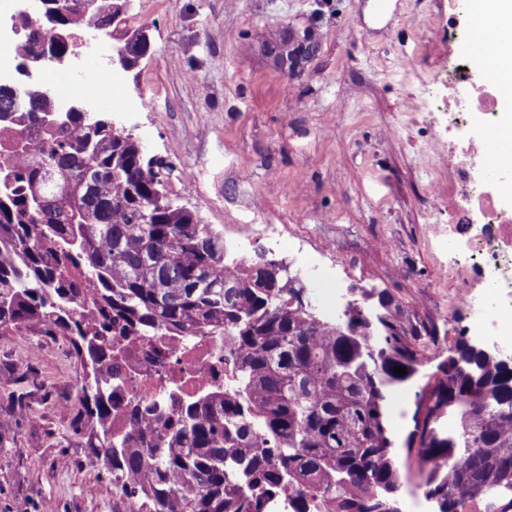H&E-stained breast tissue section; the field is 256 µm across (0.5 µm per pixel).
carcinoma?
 <instances>
[{
	"label": "carcinoma",
	"instance_id": "1",
	"mask_svg": "<svg viewBox=\"0 0 512 512\" xmlns=\"http://www.w3.org/2000/svg\"><path fill=\"white\" fill-rule=\"evenodd\" d=\"M89 17L15 19L21 59L71 49ZM0 332L63 336L86 371L71 429L87 465L125 477L137 512H401L411 484L429 512H512V364L460 340L425 417L395 448L387 394L428 364V326L384 289L350 288L332 320L304 303L299 274L243 256L186 207L154 202L156 175L130 134L88 112L0 86ZM229 336L234 385L160 428L136 411L112 435L99 379L116 366L102 336ZM406 368L397 375L394 368Z\"/></svg>",
	"mask_w": 512,
	"mask_h": 512
}]
</instances>
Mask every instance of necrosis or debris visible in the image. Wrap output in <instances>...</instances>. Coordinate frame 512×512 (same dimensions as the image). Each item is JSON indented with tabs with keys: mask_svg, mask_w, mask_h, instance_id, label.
Wrapping results in <instances>:
<instances>
[{
	"mask_svg": "<svg viewBox=\"0 0 512 512\" xmlns=\"http://www.w3.org/2000/svg\"><path fill=\"white\" fill-rule=\"evenodd\" d=\"M448 38L456 46L448 131L461 134L463 146L439 162L447 166L453 185L449 216L481 231L458 270L464 276L479 271L483 279L482 293L461 294L457 305L469 314L475 333L512 350V209L500 205L471 166L484 155L483 138L499 129L498 91L487 68L476 63L471 28L449 27ZM124 342L128 353L112 382L116 433L127 428L125 406L167 416L184 402L224 386L233 373L228 344L219 337L128 336Z\"/></svg>",
	"mask_w": 512,
	"mask_h": 512,
	"instance_id": "1",
	"label": "necrosis or debris"
}]
</instances>
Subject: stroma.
Masks as SVG:
<instances>
[{
    "label": "stroma",
    "mask_w": 512,
    "mask_h": 512,
    "mask_svg": "<svg viewBox=\"0 0 512 512\" xmlns=\"http://www.w3.org/2000/svg\"><path fill=\"white\" fill-rule=\"evenodd\" d=\"M448 23V0H133L126 26L146 29L151 50L120 89L92 85L100 115L227 244L280 240L320 314L363 286L435 327L424 372L389 395L400 447L438 365L477 339L456 305L448 231L478 229L452 225L436 164L451 146ZM288 31L317 51L285 75L265 47ZM116 97L126 111L108 107ZM84 375L63 337L0 334V512H120L111 474L86 465L64 412Z\"/></svg>",
    "instance_id": "obj_1"
}]
</instances>
